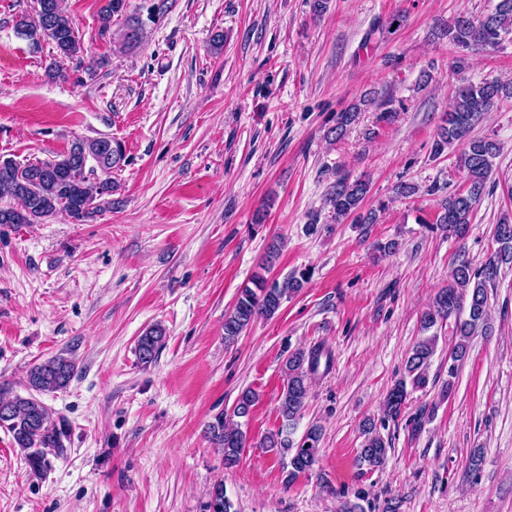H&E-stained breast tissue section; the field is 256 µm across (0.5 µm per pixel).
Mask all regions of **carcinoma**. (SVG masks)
<instances>
[{"mask_svg": "<svg viewBox=\"0 0 512 512\" xmlns=\"http://www.w3.org/2000/svg\"><path fill=\"white\" fill-rule=\"evenodd\" d=\"M47 4L46 14H22L16 17L15 27L25 37L52 45L57 61L49 68L53 80L69 78L62 61L80 58L84 47L78 36L75 22L61 7L60 0H42ZM127 0H107L101 11L102 33L111 27L112 18L125 17L121 33V48L134 49L140 45L147 26L156 23L168 10L167 0H148L146 13L127 14ZM512 34V0H498L494 10L479 18L461 14L448 23V41L463 50H487L495 48ZM512 98V81L498 79L479 84H463L455 92L450 111L442 118L439 140L435 152L453 143L462 145L460 166L466 171L464 189L448 194L441 203L435 220L436 227L458 238L468 231L470 215L486 188L493 170V159L500 152L497 142L488 138H474L475 126L504 99ZM111 147V168L118 169L125 162V149L121 141L108 136L94 139H77L70 147L49 158L20 163L12 158L0 157V224H41L45 219L64 214L75 224H84L99 213L112 208L114 182L112 173L105 177L95 175L92 162L102 156V145ZM27 183L26 194L15 193V183ZM369 191L368 183L361 179L350 180L343 176L330 188L327 203L331 218L335 221L353 218L355 224H372L376 213L360 212ZM494 236L500 248L492 253L477 269L463 262L453 270V282L439 291L430 308L423 314L422 329L428 330L438 322L455 318L453 333L456 342L451 351L453 366L448 376L455 377L458 363L468 353L469 341L477 332L488 329L487 284L495 281L499 265L512 258V221L503 217L496 225ZM307 273L291 275L279 282L268 280L261 273L254 274L250 284L238 293L232 309L224 315V341L231 345L258 317L271 318L291 295L300 291ZM468 318H460L463 310ZM166 337L165 328L159 324L149 327L137 341V352L142 364L152 363ZM437 337L429 336L418 341L407 361V377L394 383L384 400V414L397 420L406 405L408 389H421L427 384V371L435 354ZM331 353L318 344L295 350L284 362L286 384L279 398L278 411L281 428L264 436L263 448H270L288 458V482L299 475L314 470L322 429L311 426L299 442L291 438L295 425L304 408L309 381L320 365L330 369ZM74 375V363L64 357H55L33 365L27 382L33 394L20 396L12 393L6 384H0V428L12 435L17 447L24 451L26 464L31 471L42 473L47 469V450L60 451L66 437L64 421L55 417L52 410L39 398L38 393L55 392L66 388ZM257 402V394L250 388L238 395L233 416L220 414L208 424L207 433L215 447L224 455V466L236 465L247 447V434L242 430L240 418L249 416ZM364 441L358 460L369 469L385 465L389 442L376 431L372 422L362 425ZM208 512H231L232 504L224 491V482H216L208 493Z\"/></svg>", "mask_w": 512, "mask_h": 512, "instance_id": "obj_1", "label": "carcinoma"}]
</instances>
